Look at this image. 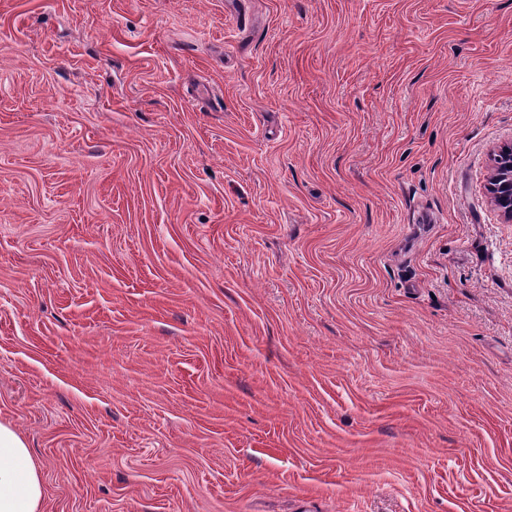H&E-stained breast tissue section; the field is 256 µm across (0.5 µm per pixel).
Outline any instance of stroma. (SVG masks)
<instances>
[{
  "label": "stroma",
  "instance_id": "obj_1",
  "mask_svg": "<svg viewBox=\"0 0 512 512\" xmlns=\"http://www.w3.org/2000/svg\"><path fill=\"white\" fill-rule=\"evenodd\" d=\"M512 0H0V419L42 512H512ZM494 172L486 191L490 202L508 223H512V143L494 155Z\"/></svg>",
  "mask_w": 512,
  "mask_h": 512
}]
</instances>
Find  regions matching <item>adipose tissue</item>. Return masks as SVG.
I'll return each mask as SVG.
<instances>
[{
  "mask_svg": "<svg viewBox=\"0 0 512 512\" xmlns=\"http://www.w3.org/2000/svg\"><path fill=\"white\" fill-rule=\"evenodd\" d=\"M45 489L25 439L0 420V512H41Z\"/></svg>",
  "mask_w": 512,
  "mask_h": 512,
  "instance_id": "ef3b65f1",
  "label": "adipose tissue"
}]
</instances>
